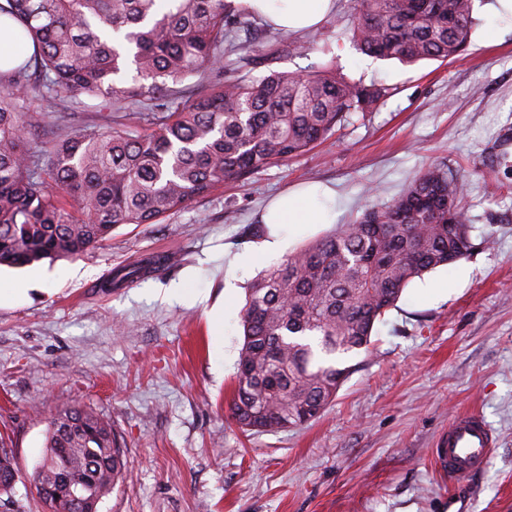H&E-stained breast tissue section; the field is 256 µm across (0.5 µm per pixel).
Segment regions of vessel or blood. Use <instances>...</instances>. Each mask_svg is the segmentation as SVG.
Instances as JSON below:
<instances>
[{
    "instance_id": "b4317fda",
    "label": "vessel or blood",
    "mask_w": 512,
    "mask_h": 512,
    "mask_svg": "<svg viewBox=\"0 0 512 512\" xmlns=\"http://www.w3.org/2000/svg\"><path fill=\"white\" fill-rule=\"evenodd\" d=\"M495 446V436L477 414L458 416L448 427L442 454L448 473L457 479L474 475L482 470Z\"/></svg>"
}]
</instances>
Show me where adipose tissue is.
<instances>
[{
	"mask_svg": "<svg viewBox=\"0 0 512 512\" xmlns=\"http://www.w3.org/2000/svg\"><path fill=\"white\" fill-rule=\"evenodd\" d=\"M258 18L286 32L313 30L334 10L336 0H245ZM340 202L334 188L313 184L276 198L262 221L266 224H332Z\"/></svg>",
	"mask_w": 512,
	"mask_h": 512,
	"instance_id": "ef3b65f1",
	"label": "adipose tissue"
}]
</instances>
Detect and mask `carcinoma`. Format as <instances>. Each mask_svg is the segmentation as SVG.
<instances>
[{"label":"carcinoma","instance_id":"cac0c4a2","mask_svg":"<svg viewBox=\"0 0 512 512\" xmlns=\"http://www.w3.org/2000/svg\"><path fill=\"white\" fill-rule=\"evenodd\" d=\"M474 0H356L349 39L403 64L452 57L470 40ZM228 0H0L19 66L0 68V266L75 259L124 224H153L229 179L309 150L389 88L327 65L222 79L250 63L243 15ZM198 78L194 85L186 84ZM80 96L124 122L69 131L28 104ZM463 180L427 167L390 204L368 206L265 270L248 289L231 414L245 432L300 427L349 377L344 356L368 350L375 324L415 279L471 248ZM141 261L105 284L159 271ZM33 481L89 479L93 507L128 471L111 418L62 406Z\"/></svg>","mask_w":512,"mask_h":512}]
</instances>
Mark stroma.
Wrapping results in <instances>:
<instances>
[{"instance_id": "1", "label": "stroma", "mask_w": 512, "mask_h": 512, "mask_svg": "<svg viewBox=\"0 0 512 512\" xmlns=\"http://www.w3.org/2000/svg\"><path fill=\"white\" fill-rule=\"evenodd\" d=\"M336 2L318 29L288 34L290 53L260 45L249 71L331 63L389 86L372 112L78 259L0 268V447L19 470L9 512H44L32 476L64 402L111 416L122 440L128 475L100 512H448L456 482L435 453L463 412L496 436L463 506L512 512V30L492 34L488 0H474L463 51L405 66L357 50L354 2ZM432 163L465 183L469 255L409 284L316 420L241 431L228 404L246 289L280 262L249 225L310 181L334 186L339 223H353ZM242 253L254 263L225 282V260ZM162 255L167 270L107 287L118 268Z\"/></svg>"}]
</instances>
